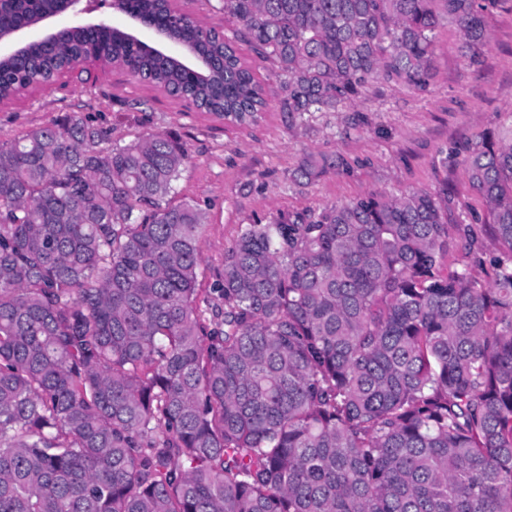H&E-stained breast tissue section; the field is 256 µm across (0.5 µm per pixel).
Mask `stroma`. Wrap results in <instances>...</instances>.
Segmentation results:
<instances>
[{
	"label": "stroma",
	"mask_w": 512,
	"mask_h": 512,
	"mask_svg": "<svg viewBox=\"0 0 512 512\" xmlns=\"http://www.w3.org/2000/svg\"><path fill=\"white\" fill-rule=\"evenodd\" d=\"M489 26L490 43L478 64L461 55L459 31L449 24L437 32L426 90L374 79L333 112H282L278 83L256 65L268 108L245 129L98 63L91 68L94 86L65 75L1 102L0 139L61 124L70 115L111 128L113 141L122 145L152 132L176 133L190 159L172 197L195 200L207 213L200 278L205 289L213 287L241 226L316 212L370 192H447L449 224L484 233L487 205L469 185L464 158L485 134L512 138V8L494 9ZM336 158L342 167H333ZM307 163L314 166L312 177L295 179ZM482 242L474 271L488 281L496 247L485 233Z\"/></svg>",
	"instance_id": "obj_1"
}]
</instances>
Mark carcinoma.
Wrapping results in <instances>:
<instances>
[{
    "mask_svg": "<svg viewBox=\"0 0 512 512\" xmlns=\"http://www.w3.org/2000/svg\"><path fill=\"white\" fill-rule=\"evenodd\" d=\"M512 0H224L233 37L112 0L185 47L98 23L0 62V99L93 55L239 127L427 85L452 22L473 64ZM55 0H15L0 29ZM71 116L0 140V512H512V143L465 159L500 245L483 282L448 198L369 193L246 224L200 297L205 212L168 196L172 133L108 145Z\"/></svg>",
    "mask_w": 512,
    "mask_h": 512,
    "instance_id": "obj_1",
    "label": "carcinoma"
}]
</instances>
